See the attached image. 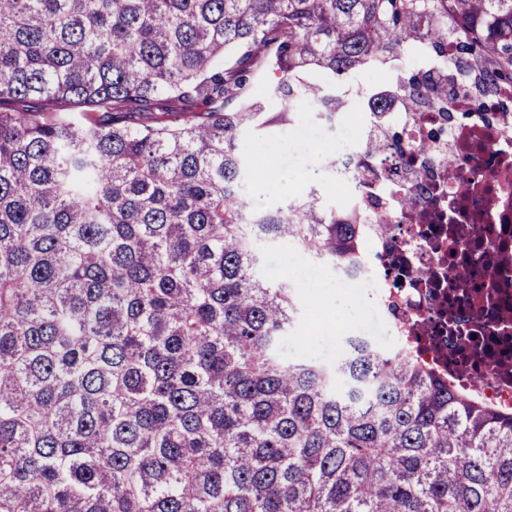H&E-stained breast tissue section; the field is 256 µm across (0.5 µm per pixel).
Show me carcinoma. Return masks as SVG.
<instances>
[{
    "instance_id": "1",
    "label": "carcinoma",
    "mask_w": 512,
    "mask_h": 512,
    "mask_svg": "<svg viewBox=\"0 0 512 512\" xmlns=\"http://www.w3.org/2000/svg\"><path fill=\"white\" fill-rule=\"evenodd\" d=\"M451 37L512 84V0H0V512H512V416L402 346L280 355L259 245L348 264L365 227L244 190L288 98L336 109L310 76Z\"/></svg>"
}]
</instances>
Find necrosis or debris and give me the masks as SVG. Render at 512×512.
<instances>
[{"instance_id": "4bbe7bcc", "label": "necrosis or debris", "mask_w": 512, "mask_h": 512, "mask_svg": "<svg viewBox=\"0 0 512 512\" xmlns=\"http://www.w3.org/2000/svg\"><path fill=\"white\" fill-rule=\"evenodd\" d=\"M380 70L365 67L356 91L336 86L341 105L326 115L306 118L308 103L289 101L293 142L327 156L325 177L295 195L317 192L365 227L359 259L333 273L367 304V347L377 346L374 326L385 327L395 344L511 413L512 111L470 105L472 88L460 82L442 103L406 112ZM387 125L406 135V166L356 171L367 138Z\"/></svg>"}]
</instances>
